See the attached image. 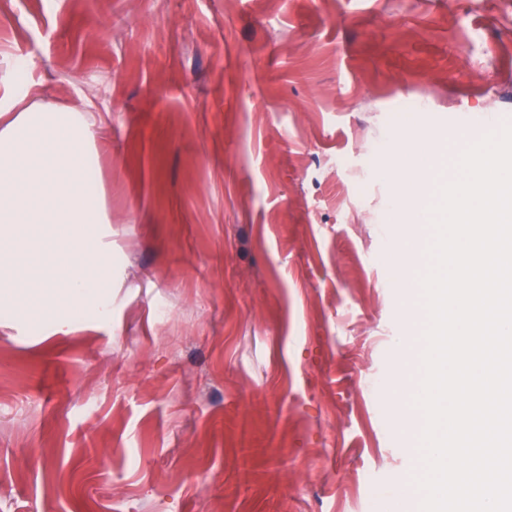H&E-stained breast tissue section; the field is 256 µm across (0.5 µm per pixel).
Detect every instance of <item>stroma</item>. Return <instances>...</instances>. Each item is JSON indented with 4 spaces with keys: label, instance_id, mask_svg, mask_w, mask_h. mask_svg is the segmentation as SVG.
Returning <instances> with one entry per match:
<instances>
[{
    "label": "stroma",
    "instance_id": "35a3bbf8",
    "mask_svg": "<svg viewBox=\"0 0 512 512\" xmlns=\"http://www.w3.org/2000/svg\"><path fill=\"white\" fill-rule=\"evenodd\" d=\"M94 133L106 314L0 310V512H373L396 119L512 122V0H0V106Z\"/></svg>",
    "mask_w": 512,
    "mask_h": 512
}]
</instances>
